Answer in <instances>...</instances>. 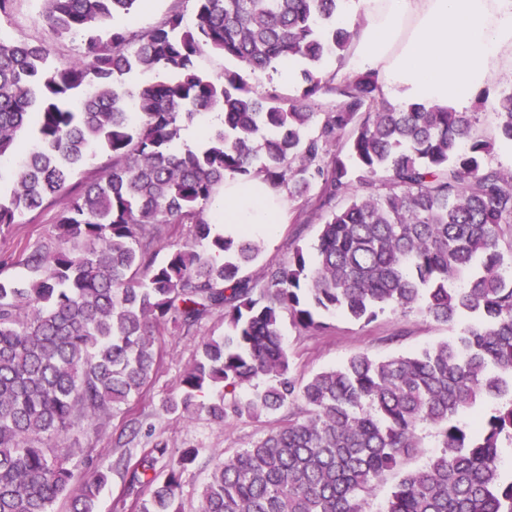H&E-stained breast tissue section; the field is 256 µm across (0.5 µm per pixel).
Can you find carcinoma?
<instances>
[{
    "label": "carcinoma",
    "instance_id": "cac0c4a2",
    "mask_svg": "<svg viewBox=\"0 0 512 512\" xmlns=\"http://www.w3.org/2000/svg\"><path fill=\"white\" fill-rule=\"evenodd\" d=\"M142 0H45L37 21L81 32L68 61L0 34V232L55 203L52 250L0 252V512H95L109 471L90 443L116 406L158 371L163 333L193 335L215 314L164 410L229 425L288 408V420L215 463L197 512H366L376 483L399 475L382 512H512L500 471L512 447V171L489 162L512 145V93L498 136L472 115L395 106L377 75L344 67L354 32L344 0H192L135 31ZM206 51L241 69L212 77ZM304 62L296 98L260 93L247 74ZM163 79L129 86L132 74ZM323 111L315 112L312 105ZM221 110L224 127L177 148L183 124ZM111 163L73 192L96 152ZM261 178L302 198L318 188L313 250L244 271L260 248L212 230L206 205L224 181ZM193 225V241L154 259L155 229ZM420 313L459 336L412 354L352 355L304 381L291 373L284 318L300 331L324 314L369 324ZM218 399L207 403V393ZM481 400L494 404L481 418ZM430 435L440 453L407 470ZM197 448L158 440L121 458L134 512H183Z\"/></svg>",
    "mask_w": 512,
    "mask_h": 512
}]
</instances>
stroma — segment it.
<instances>
[{
	"mask_svg": "<svg viewBox=\"0 0 512 512\" xmlns=\"http://www.w3.org/2000/svg\"><path fill=\"white\" fill-rule=\"evenodd\" d=\"M39 9L38 0H14L10 10L0 14V32L44 43L61 61L80 55L84 50L82 36L57 37L49 27L36 23ZM279 199L286 209V221L274 225L271 233L261 235L262 251L257 260L261 266L287 259L295 245H313L319 233V220L304 210L302 199L291 196L285 189L280 190ZM56 212V207L49 205L26 215L0 235V251L18 246L31 250L54 247ZM325 322L326 329L318 332H300L292 326H285V340L296 377L305 379L321 370L341 365L361 351L376 358H386L414 353L458 334L457 328L437 324L415 313L403 317L386 312L366 325L340 315L326 317ZM223 333L224 321L215 315L202 323L197 334L164 335L161 340L162 365L150 385L139 398L131 401L129 408L114 412L94 443L97 464L109 469L113 440L126 429L128 417L133 414L141 426L132 443L134 449L150 447L156 438L166 441L172 448H200L199 462L186 477L184 512H195L199 490L218 457L229 456L248 447L287 417L286 412L281 411L258 419L238 420L226 426L204 414L186 422L164 412L163 404L176 392L179 376L194 361L200 337Z\"/></svg>",
	"mask_w": 512,
	"mask_h": 512,
	"instance_id": "obj_1",
	"label": "stroma"
}]
</instances>
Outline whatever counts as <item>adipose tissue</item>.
<instances>
[{
	"label": "adipose tissue",
	"instance_id": "ef3b65f1",
	"mask_svg": "<svg viewBox=\"0 0 512 512\" xmlns=\"http://www.w3.org/2000/svg\"><path fill=\"white\" fill-rule=\"evenodd\" d=\"M359 32L345 72L373 71L385 97L461 110L512 53V0H351ZM218 232L236 237L279 223L277 194L262 180L224 182Z\"/></svg>",
	"mask_w": 512,
	"mask_h": 512
}]
</instances>
